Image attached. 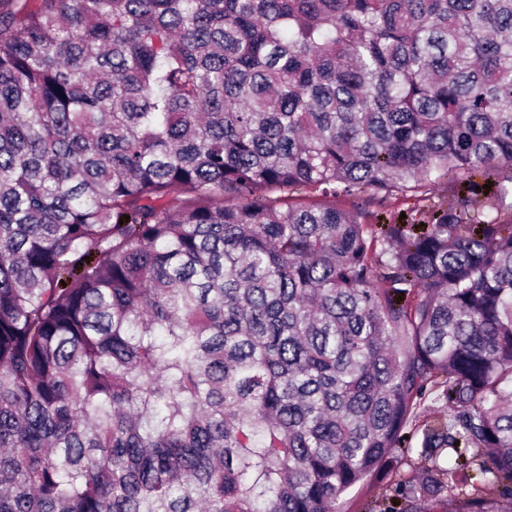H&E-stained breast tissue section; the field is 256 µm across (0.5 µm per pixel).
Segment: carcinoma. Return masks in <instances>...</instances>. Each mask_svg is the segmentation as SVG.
I'll list each match as a JSON object with an SVG mask.
<instances>
[{
    "label": "carcinoma",
    "instance_id": "obj_1",
    "mask_svg": "<svg viewBox=\"0 0 512 512\" xmlns=\"http://www.w3.org/2000/svg\"><path fill=\"white\" fill-rule=\"evenodd\" d=\"M27 2L0 512H512V0ZM410 432V429L405 430V435H408V438H404V442L402 443V448L398 449L399 455H404L405 459H407L409 462L408 465H404L401 470L410 471L411 474L415 476H420L425 468L428 467V463L421 459L417 454H415L414 450L411 452L410 450H407V448H414L416 445V437L412 436V432ZM404 453V454H403ZM393 479L392 474L379 473L356 485L342 498L340 512H384Z\"/></svg>",
    "mask_w": 512,
    "mask_h": 512
}]
</instances>
